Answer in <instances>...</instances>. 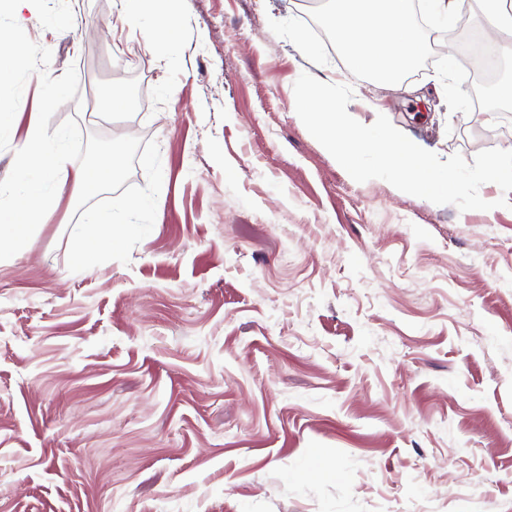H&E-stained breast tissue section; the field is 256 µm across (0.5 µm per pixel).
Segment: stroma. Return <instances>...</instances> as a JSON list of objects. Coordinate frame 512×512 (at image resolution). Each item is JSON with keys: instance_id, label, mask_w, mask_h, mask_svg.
<instances>
[{"instance_id": "stroma-1", "label": "stroma", "mask_w": 512, "mask_h": 512, "mask_svg": "<svg viewBox=\"0 0 512 512\" xmlns=\"http://www.w3.org/2000/svg\"><path fill=\"white\" fill-rule=\"evenodd\" d=\"M11 72L25 134L123 175L27 216L0 265V512H512V209L354 181L291 100L350 84L440 158L512 149L468 91L500 41L480 0L426 20L395 91L308 0H171L176 40L120 0H36ZM156 197L153 209L129 211ZM138 225L76 266L89 212Z\"/></svg>"}]
</instances>
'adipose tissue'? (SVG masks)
<instances>
[{
    "instance_id": "ef3b65f1",
    "label": "adipose tissue",
    "mask_w": 512,
    "mask_h": 512,
    "mask_svg": "<svg viewBox=\"0 0 512 512\" xmlns=\"http://www.w3.org/2000/svg\"><path fill=\"white\" fill-rule=\"evenodd\" d=\"M325 14L333 39L347 52L350 67L365 70L378 80L395 84L412 67L422 52L402 0H330ZM22 161L16 170L13 206L0 207V252L24 250L32 231L21 224L22 213L36 211L51 215L62 190L87 192L104 180L120 179L123 172V142H113L107 156L92 166L68 165L69 137L66 131L47 133L44 121L30 124L18 144ZM126 234L108 217L94 213L83 226L75 246L77 266H85L101 244L119 245Z\"/></svg>"
}]
</instances>
